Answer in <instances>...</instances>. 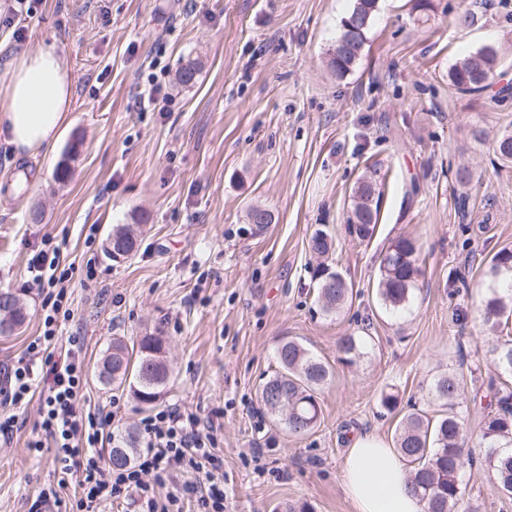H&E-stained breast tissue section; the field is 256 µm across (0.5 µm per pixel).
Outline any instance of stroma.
<instances>
[{
	"instance_id": "1",
	"label": "stroma",
	"mask_w": 512,
	"mask_h": 512,
	"mask_svg": "<svg viewBox=\"0 0 512 512\" xmlns=\"http://www.w3.org/2000/svg\"><path fill=\"white\" fill-rule=\"evenodd\" d=\"M353 0H37L31 15L0 25V75L25 52L55 46L73 80L67 124L54 152H14L0 140V290L24 299L31 317L0 337V365L39 333L40 297L29 258L53 238L62 263L93 265L74 277L78 319L64 335L84 339L87 394L80 411L116 410L119 430L150 411L129 392L101 386L93 370L113 337H162L170 381L160 405L212 416L222 430L227 512H354L343 490L349 438L393 443L402 411L385 391L428 408L431 381L463 373L466 434L478 443L492 374L493 339L476 310L487 263L512 249V163L492 149L512 132V0H378L352 71L329 60ZM22 38H15L14 29ZM495 55L485 89L464 94L449 74L483 49ZM200 71L176 82L181 65ZM172 100L141 112L149 74ZM70 175H54L61 161ZM471 179L460 184L457 174ZM381 181L371 241L347 231L351 193ZM274 221L251 224L249 212ZM134 224L130 259L109 260L113 227ZM336 237L333 263L351 293L341 312L316 302L307 242ZM418 237L426 261L408 313L378 302L381 249ZM362 336L356 364L340 337ZM305 345L332 369L317 427L289 436L257 390L278 368L281 339ZM35 412L0 447V512H30L56 479L52 453L34 458ZM481 512H512L484 471L465 470Z\"/></svg>"
}]
</instances>
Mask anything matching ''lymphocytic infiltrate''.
<instances>
[{
  "instance_id": "1",
  "label": "lymphocytic infiltrate",
  "mask_w": 512,
  "mask_h": 512,
  "mask_svg": "<svg viewBox=\"0 0 512 512\" xmlns=\"http://www.w3.org/2000/svg\"><path fill=\"white\" fill-rule=\"evenodd\" d=\"M30 267L42 295L40 331L25 356L0 371V446L19 430V412L36 405L40 421L27 447L38 457L53 450L57 480L41 489L33 512H59L61 492L73 482L81 494L68 512H105L118 500L138 512H182L189 498L197 512H224L219 428L212 418L164 406L140 421L143 446L133 461L108 465L103 449L112 416L79 413L87 384L83 339L62 333L74 318L67 288L74 269L61 264L54 245L34 255ZM201 472L205 481H196Z\"/></svg>"
}]
</instances>
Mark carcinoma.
I'll use <instances>...</instances> for the list:
<instances>
[{"label": "carcinoma", "instance_id": "cac0c4a2", "mask_svg": "<svg viewBox=\"0 0 512 512\" xmlns=\"http://www.w3.org/2000/svg\"><path fill=\"white\" fill-rule=\"evenodd\" d=\"M377 3L378 0H354L349 16H363L366 25L352 34L347 53L330 59L336 76L349 73L358 60ZM493 63V52L480 51L460 62L450 72V81L461 92H479ZM353 198L349 232L361 242L369 241L379 222L381 190L376 181L363 178L356 183ZM112 238L121 251L115 255L104 249L112 261L125 260L137 251V240L128 228L116 227ZM308 250L317 259L312 268L317 302L326 314H336L348 300L349 287L329 260L332 233L316 229L308 241ZM424 261L422 247L411 235H400L381 250L377 295L384 308L395 313L409 309ZM505 271L512 273V250L503 249L490 261L491 277L496 279ZM0 295L8 300V304L0 306V335L9 336L25 323L28 313L14 293L1 290ZM479 311L483 325L493 334L508 325L512 316V284L504 290L489 285L480 300ZM364 345L360 336L340 339V350L351 362L361 357ZM487 353L495 373L487 382L488 406L492 410L480 421V447H467L461 410L465 380L457 373L440 375L432 383V404L441 407L438 414L431 416L413 408L396 428L395 445L407 468L409 488L425 502L426 512H478V507L466 500V488L461 481L467 468L486 471L496 481L500 493L512 498V340L491 345ZM277 360L278 370L260 386L261 405L288 435L305 436L320 421L318 394L330 379L329 367L293 339L280 341ZM100 362L112 367L110 385L128 389L140 404L149 407L161 398L169 371L164 345L158 337H142L135 350L122 339L114 338ZM136 450V436L131 432L121 434L114 438L109 450V463L124 466L134 458Z\"/></svg>", "mask_w": 512, "mask_h": 512}]
</instances>
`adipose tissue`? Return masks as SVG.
I'll return each instance as SVG.
<instances>
[{
  "label": "adipose tissue",
  "mask_w": 512,
  "mask_h": 512,
  "mask_svg": "<svg viewBox=\"0 0 512 512\" xmlns=\"http://www.w3.org/2000/svg\"><path fill=\"white\" fill-rule=\"evenodd\" d=\"M71 104V78L55 47L21 56L0 85V134L20 152L52 150ZM343 487L354 512H425L393 448L373 435L353 442Z\"/></svg>",
  "instance_id": "1"
}]
</instances>
